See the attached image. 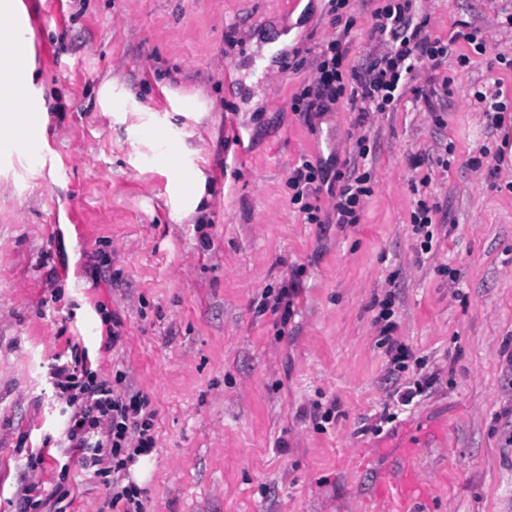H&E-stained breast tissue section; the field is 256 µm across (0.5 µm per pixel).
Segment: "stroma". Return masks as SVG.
<instances>
[{"label":"stroma","instance_id":"1","mask_svg":"<svg viewBox=\"0 0 512 512\" xmlns=\"http://www.w3.org/2000/svg\"><path fill=\"white\" fill-rule=\"evenodd\" d=\"M20 2L49 122L46 162L0 156V512L64 467L69 512H108L112 491L79 470L71 408L46 381L79 341L74 318L98 304L121 318L122 344L89 343L92 371H123L155 412L145 512H380V472L420 433L421 512H512V0H417L432 35L465 23L489 43L467 66L418 73L415 86L448 83L436 114L409 92L364 127L340 107L312 130L290 105L336 31L327 0ZM377 5L349 2L353 65L374 48ZM229 62L243 77L232 90ZM497 88L500 122L474 98ZM151 125L175 161L143 137ZM363 135L372 193L359 223H333L325 193V223H304L289 169L351 158ZM417 152L431 160L414 169ZM199 176L203 193L182 191ZM424 178L454 226H435L426 253L411 225ZM291 283L284 326L258 303ZM384 311L407 367L385 354ZM429 375L399 408L398 392Z\"/></svg>","mask_w":512,"mask_h":512}]
</instances>
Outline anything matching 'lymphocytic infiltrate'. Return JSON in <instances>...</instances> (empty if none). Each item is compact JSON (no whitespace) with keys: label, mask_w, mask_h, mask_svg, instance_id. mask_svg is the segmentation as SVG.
<instances>
[{"label":"lymphocytic infiltrate","mask_w":512,"mask_h":512,"mask_svg":"<svg viewBox=\"0 0 512 512\" xmlns=\"http://www.w3.org/2000/svg\"><path fill=\"white\" fill-rule=\"evenodd\" d=\"M348 0H329L333 21L340 30L328 40L314 63L312 77L291 98V111L304 122L313 116L345 105L360 119L373 112L394 109L406 91L429 101V94L413 82L421 69L437 70L450 55L454 44L463 42L482 53L487 42L480 28L454 32L449 40L431 35L428 17L419 15L415 0H382L372 12L371 38L375 50L364 69L350 66V32L353 17L343 16ZM355 160H347L336 170L338 194L333 209L340 224L360 220L362 204L372 193L370 176L359 168L367 158L365 139H358ZM320 172L311 161H303L288 176L293 190L292 203L298 204L305 223H321V208L315 200L320 192ZM54 388L69 394L74 407L66 427L70 448L80 456L83 470L107 478L112 488L110 506H123L124 512H143L138 487L124 484L127 449L150 452L155 439L150 433L155 416L150 400L142 392L119 388L108 380L96 381L86 351L72 348L67 361L49 367Z\"/></svg>","instance_id":"f902f5d3"}]
</instances>
